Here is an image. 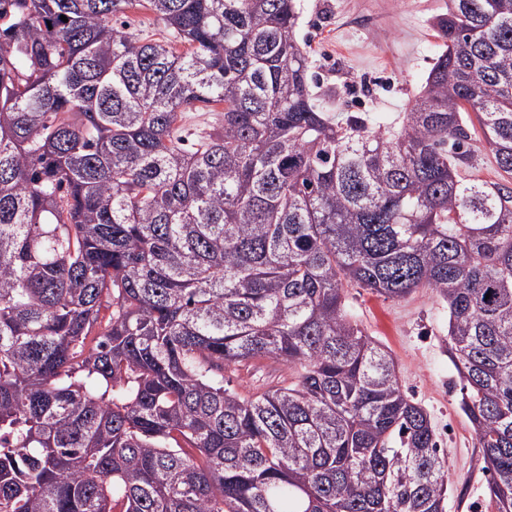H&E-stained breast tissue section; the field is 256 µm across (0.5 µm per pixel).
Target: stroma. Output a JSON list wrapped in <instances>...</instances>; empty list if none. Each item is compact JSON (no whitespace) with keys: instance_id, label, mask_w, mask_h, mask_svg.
Returning a JSON list of instances; mask_svg holds the SVG:
<instances>
[{"instance_id":"obj_1","label":"stroma","mask_w":512,"mask_h":512,"mask_svg":"<svg viewBox=\"0 0 512 512\" xmlns=\"http://www.w3.org/2000/svg\"><path fill=\"white\" fill-rule=\"evenodd\" d=\"M297 10L311 94L335 122H396L443 50L434 23L448 0H297ZM347 305L393 356L406 395L430 415L449 478L447 512H494L446 350L447 304L428 289L390 300L352 285Z\"/></svg>"}]
</instances>
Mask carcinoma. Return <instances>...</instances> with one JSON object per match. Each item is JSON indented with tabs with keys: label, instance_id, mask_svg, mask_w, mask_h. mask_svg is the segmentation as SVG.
Masks as SVG:
<instances>
[{
	"label": "carcinoma",
	"instance_id": "cac0c4a2",
	"mask_svg": "<svg viewBox=\"0 0 512 512\" xmlns=\"http://www.w3.org/2000/svg\"><path fill=\"white\" fill-rule=\"evenodd\" d=\"M0 0V512H446L427 411L346 308L448 304L512 512V0H448L395 127L312 100L296 0ZM66 16L63 21L60 16ZM223 106L186 146L185 112ZM285 373L240 391L224 370ZM122 20L125 31L134 33L145 41L162 38L166 31L162 20L156 18L151 11L139 6L128 9ZM469 113L474 124V126L470 125L472 140L469 141V143L471 149L475 150V154L478 155L479 159V165L476 169L472 170L471 177L481 179L488 183L499 182L502 178H507L508 175L498 168L493 156L484 149L479 124L474 114L472 112Z\"/></svg>",
	"mask_w": 512,
	"mask_h": 512
}]
</instances>
